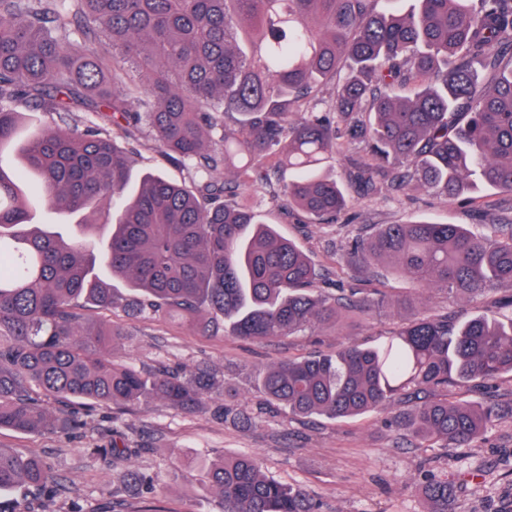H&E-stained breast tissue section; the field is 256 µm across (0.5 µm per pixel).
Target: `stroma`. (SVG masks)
<instances>
[{
	"instance_id": "stroma-1",
	"label": "stroma",
	"mask_w": 512,
	"mask_h": 512,
	"mask_svg": "<svg viewBox=\"0 0 512 512\" xmlns=\"http://www.w3.org/2000/svg\"><path fill=\"white\" fill-rule=\"evenodd\" d=\"M130 168L136 177L159 171L179 183L192 176L189 167L158 154L144 131L130 141ZM237 200L257 208L266 223L300 246L320 269L319 286L326 294L355 287L353 272L341 269L339 261L362 226L409 220L480 224L488 216L501 224L512 222V195L496 192L474 202H448L410 186L371 195L351 188L347 209L333 224H307L300 212L282 213L259 189L242 190ZM386 288L394 296L413 291L421 316L441 310L463 320L487 308L483 301L413 289L408 280L393 276H388ZM406 317L403 305L392 304L359 325L341 320L297 336L243 340L203 335L191 325L159 316H113V324L124 332L113 351L116 359L145 371L161 364L179 371L209 367L223 379L224 389L207 395L210 409L202 413H186L159 401L147 406L80 404L76 410L88 422L82 431L0 429V447L41 456L62 482L52 499L30 496L26 512H72L77 502L85 512H141V493L120 489L119 467L90 457L91 449L116 441L138 449L128 464L154 477L155 502L163 512H219V497L196 462L239 453L255 456L264 472L282 483L301 485L322 512H421L414 484L424 473L453 483L455 512H512V418L468 448L422 447L390 427L389 410L340 422L291 416L267 404L254 387L253 371L313 351L379 344ZM228 393L234 396L233 407L256 413V424L240 428L212 415V407L222 404Z\"/></svg>"
}]
</instances>
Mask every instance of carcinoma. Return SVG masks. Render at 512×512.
Wrapping results in <instances>:
<instances>
[{
    "label": "carcinoma",
    "instance_id": "cac0c4a2",
    "mask_svg": "<svg viewBox=\"0 0 512 512\" xmlns=\"http://www.w3.org/2000/svg\"><path fill=\"white\" fill-rule=\"evenodd\" d=\"M382 2L0 0V429L84 427L65 409L48 412L35 389L62 403L205 409L210 372H145L108 357L123 333L84 316L87 304L257 339L389 302L356 289L323 294L300 247L238 205L242 188L333 224L345 183L320 166L356 145L348 184L365 193L413 185L444 199L482 188L512 195V0H414L405 13ZM101 38L112 56L81 53ZM18 103L96 120L38 132L20 148L24 167L8 171L5 146L25 119ZM132 124L153 132L161 156L190 163L192 183L147 173L131 191L122 142ZM30 170L44 208L76 221L34 223L22 187ZM105 198L112 210L100 214ZM376 259L420 288L471 300L496 292V310L457 324L415 316L381 345L282 361L259 387L292 415L333 420L415 398L414 409L391 416L405 438L467 448L512 416V403L450 402L439 392L512 374V224H383L355 237L341 265ZM104 272L128 279L134 295H116ZM214 413L242 427L255 420L222 404ZM134 452L114 442L91 455L116 465ZM204 467L221 512H321L249 454ZM119 479L153 491L139 469ZM58 490L39 457L0 448V494L21 505ZM419 491L431 512H452L448 478L426 473Z\"/></svg>",
    "mask_w": 512,
    "mask_h": 512
}]
</instances>
